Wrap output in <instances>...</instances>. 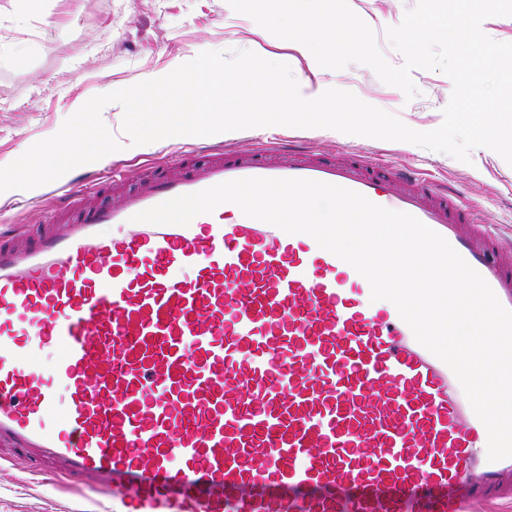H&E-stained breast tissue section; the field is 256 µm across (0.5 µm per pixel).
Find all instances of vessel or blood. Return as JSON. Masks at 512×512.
<instances>
[{
  "label": "vessel or blood",
  "mask_w": 512,
  "mask_h": 512,
  "mask_svg": "<svg viewBox=\"0 0 512 512\" xmlns=\"http://www.w3.org/2000/svg\"><path fill=\"white\" fill-rule=\"evenodd\" d=\"M244 178L360 193L440 234L512 310V246L433 179L279 143L178 152L127 186L84 173L42 233L0 229V447L133 512H492L512 457L394 304L304 233L232 203L136 221ZM118 188L109 204L82 197ZM54 352L51 371L35 363Z\"/></svg>",
  "instance_id": "obj_1"
}]
</instances>
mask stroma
I'll return each instance as SVG.
<instances>
[{"label":"stroma","instance_id":"obj_1","mask_svg":"<svg viewBox=\"0 0 512 512\" xmlns=\"http://www.w3.org/2000/svg\"><path fill=\"white\" fill-rule=\"evenodd\" d=\"M417 0H348L373 30L377 45L395 66L403 62L386 30L398 26ZM249 50L289 65L295 79L354 93L362 101L398 116L408 127L427 132L443 121L453 84L438 70L416 69L419 90L406 99L368 66L353 63L334 70L312 63L308 49L278 38L227 0H0V167L33 144L55 135L79 104L127 88L193 60L204 51ZM302 140L329 158L361 150L400 166L432 175L456 189L462 202L477 208L484 224L512 239V165L486 147L469 162L413 143L369 137L345 139L325 128L275 126L213 135V142L239 149L257 138ZM193 138L144 147L125 143L93 171L121 169L127 177L167 163ZM60 181L29 190L0 193V222L35 230L51 204L48 192ZM0 512H113L111 498L80 488L58 471L36 468L24 458L0 459Z\"/></svg>","mask_w":512,"mask_h":512}]
</instances>
